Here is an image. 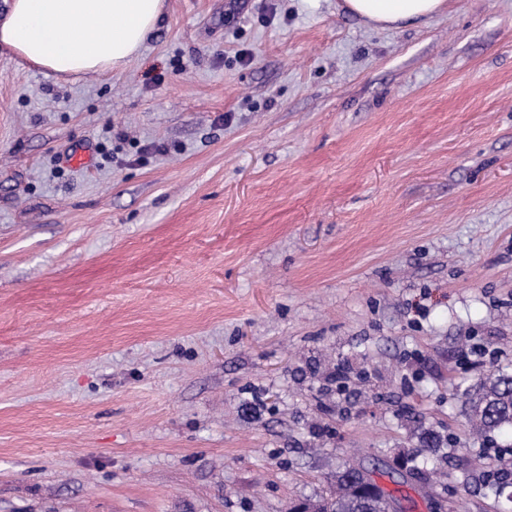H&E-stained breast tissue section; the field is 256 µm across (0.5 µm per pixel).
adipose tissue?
Listing matches in <instances>:
<instances>
[{"instance_id": "1", "label": "adipose tissue", "mask_w": 512, "mask_h": 512, "mask_svg": "<svg viewBox=\"0 0 512 512\" xmlns=\"http://www.w3.org/2000/svg\"><path fill=\"white\" fill-rule=\"evenodd\" d=\"M446 0H345L374 27L392 28L441 14ZM165 0H9L0 45L57 75L107 74L141 50Z\"/></svg>"}]
</instances>
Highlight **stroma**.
I'll use <instances>...</instances> for the list:
<instances>
[{
  "instance_id": "35a3bbf8",
  "label": "stroma",
  "mask_w": 512,
  "mask_h": 512,
  "mask_svg": "<svg viewBox=\"0 0 512 512\" xmlns=\"http://www.w3.org/2000/svg\"><path fill=\"white\" fill-rule=\"evenodd\" d=\"M494 368L512 0H166L99 77L0 50V512H288L347 461L403 512H497L469 461L512 437L456 395ZM346 9L374 27L392 28L444 11L446 0H344Z\"/></svg>"
}]
</instances>
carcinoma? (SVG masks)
Returning <instances> with one entry per match:
<instances>
[{"label": "carcinoma", "instance_id": "carcinoma-1", "mask_svg": "<svg viewBox=\"0 0 512 512\" xmlns=\"http://www.w3.org/2000/svg\"><path fill=\"white\" fill-rule=\"evenodd\" d=\"M460 399L472 432L487 438L492 434L512 430V373L491 371L484 379L463 389ZM440 436L429 432L419 440L416 455L423 456L422 465L433 463ZM512 470L506 468L486 475L485 484L494 496L507 494L504 487L512 483ZM392 495L364 481L362 473L349 463L332 475L329 491L317 501L302 506V512H388Z\"/></svg>", "mask_w": 512, "mask_h": 512}]
</instances>
